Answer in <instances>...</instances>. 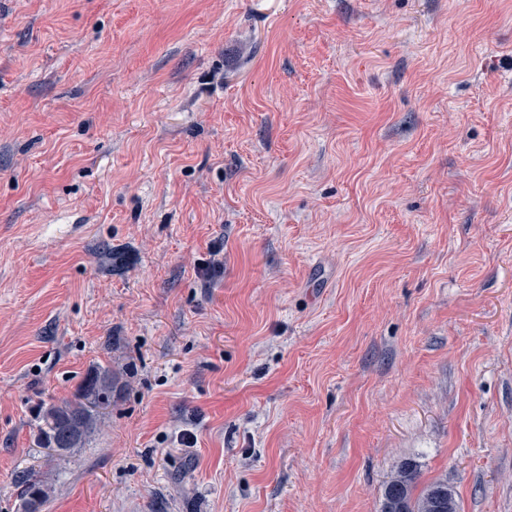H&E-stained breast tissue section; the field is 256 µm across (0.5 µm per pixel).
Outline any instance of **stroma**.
Segmentation results:
<instances>
[{"label": "stroma", "mask_w": 512, "mask_h": 512, "mask_svg": "<svg viewBox=\"0 0 512 512\" xmlns=\"http://www.w3.org/2000/svg\"><path fill=\"white\" fill-rule=\"evenodd\" d=\"M408 459L512 512V0H0V512H379ZM112 371L98 367L87 374L73 398L42 407L37 442L57 460L69 457L93 429L97 409L112 396ZM25 485V512H36L48 498L51 491V484L47 477L38 478L37 476L27 475L23 479Z\"/></svg>", "instance_id": "obj_1"}]
</instances>
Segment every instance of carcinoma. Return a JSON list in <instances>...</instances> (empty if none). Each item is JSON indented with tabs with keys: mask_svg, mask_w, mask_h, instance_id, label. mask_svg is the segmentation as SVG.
Wrapping results in <instances>:
<instances>
[{
	"mask_svg": "<svg viewBox=\"0 0 512 512\" xmlns=\"http://www.w3.org/2000/svg\"><path fill=\"white\" fill-rule=\"evenodd\" d=\"M112 370L99 367L87 374L70 399L52 403L39 414L37 442L57 460L71 455L93 429L97 409L112 396ZM419 468L412 461L400 464L385 485L380 512H460L459 499L448 482L435 480L418 487ZM25 485V512H37L51 491L48 478L28 475Z\"/></svg>",
	"mask_w": 512,
	"mask_h": 512,
	"instance_id": "1",
	"label": "carcinoma"
}]
</instances>
